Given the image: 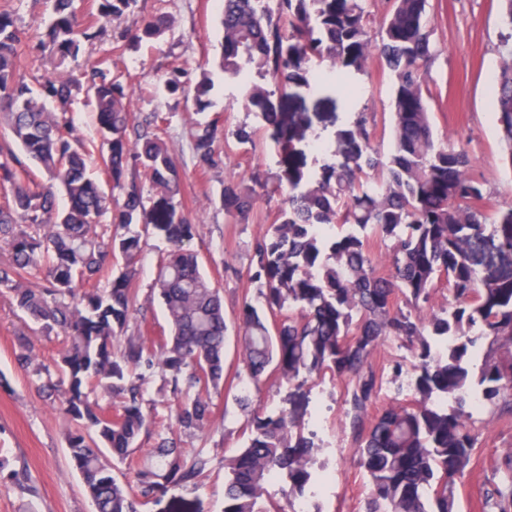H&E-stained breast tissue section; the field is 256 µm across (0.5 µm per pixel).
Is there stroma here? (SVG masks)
Segmentation results:
<instances>
[{
    "label": "stroma",
    "instance_id": "obj_1",
    "mask_svg": "<svg viewBox=\"0 0 512 512\" xmlns=\"http://www.w3.org/2000/svg\"><path fill=\"white\" fill-rule=\"evenodd\" d=\"M0 11L11 14L16 26L28 36L25 70L44 72L65 79L82 71L87 62L106 61L119 74L132 99L137 120L156 113L164 119V138L177 161L182 195L196 226L193 247L204 273L222 291L224 316L230 328L225 343L226 379L210 399L213 414L203 431L182 434L175 420L177 401L160 376L148 379L143 405L149 433L141 439L153 447L158 434L180 440L187 459L204 458L207 466L196 484L161 485L149 496L142 512H224V462L245 440L248 417L239 397H248L251 407L270 410L288 406L289 394L302 392L306 412L304 432H317L328 447L317 457L330 481L311 498L313 512H366L368 480L357 465L358 442L347 417L344 381L326 374L304 387H296L266 374L258 383H238L235 372L239 348L234 330L244 300L256 299L251 280L253 249L279 213L280 196H260L248 220L226 214L219 199L225 181L251 182L281 169V156L265 140L255 147H230L224 164L204 169L191 149L197 107L193 98L169 93L168 74L182 70L196 81L208 70L213 82L209 113L220 115L227 130L253 124L254 118L236 98L234 85L226 83L219 67L222 31L217 0H137L131 12L120 18L99 21L97 37L87 43L77 59L55 68L49 52L37 42L52 15L51 0H0ZM430 42L428 83L424 99L433 119L436 136L463 145L473 160L472 175L483 182L490 195L489 209L512 205V168L502 158V146L489 86L501 64L500 0H428ZM170 15L174 26L161 43L144 42L138 48L122 46L120 34L142 19ZM366 92L350 101L343 90L325 85L313 90L293 86L288 90L291 109L307 113L314 129L333 140L337 118L353 108L369 114V129L381 152L393 146L390 98L391 77L378 54H371L365 75L359 76ZM169 245L164 238L148 235L137 258L138 275L132 284L133 314L127 333L157 340L167 335L165 310L153 291L160 261ZM33 343L35 362L57 359L65 338L45 335L16 306L9 295H0V464L22 475V487L0 488V512H95L85 494L78 472L67 458L65 433L69 426L59 410L58 397L39 392L15 355L21 338ZM410 348L394 337L385 338L372 356V366L381 379V391L365 421H372L392 401L413 398L411 385L417 370ZM480 429L470 466L458 484L457 512H497L493 503L498 489L512 484V470L503 461L512 451V416H480Z\"/></svg>",
    "mask_w": 512,
    "mask_h": 512
}]
</instances>
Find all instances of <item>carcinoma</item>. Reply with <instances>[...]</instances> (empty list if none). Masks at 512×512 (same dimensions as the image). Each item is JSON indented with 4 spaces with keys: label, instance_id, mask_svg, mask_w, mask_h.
Returning a JSON list of instances; mask_svg holds the SVG:
<instances>
[{
    "label": "carcinoma",
    "instance_id": "obj_1",
    "mask_svg": "<svg viewBox=\"0 0 512 512\" xmlns=\"http://www.w3.org/2000/svg\"><path fill=\"white\" fill-rule=\"evenodd\" d=\"M136 2L97 0L98 16L120 17ZM500 2L509 33L492 97L512 168V0ZM426 4L393 0L374 35L365 0H223L224 80L242 86L256 125L229 132L210 118L192 132L203 168L222 163L221 142L253 146L261 130L286 155L309 125L305 113L288 111L289 86L346 84L365 72L374 50L393 76L389 155L374 147L367 113L354 111L336 129L335 146L318 151L313 171L290 163L261 183L280 193L279 218L254 248L251 280L261 302L245 300L237 318L239 383H256L269 368L300 385L327 372L346 382L368 512H456L457 484L478 439L472 396L483 413L512 415V206L488 221L486 191L470 175L468 152L434 138L423 97L431 58ZM173 24L164 14L145 19L125 45L161 42ZM92 28L74 0H53L41 45L63 66L94 38ZM23 69L21 31L0 12V120L23 153L9 150L0 160V183L9 187L0 242L11 253L0 266V293L12 295L42 331L65 336L55 370L31 367L28 344L17 361L32 368L39 388L62 394L73 424L68 457L96 512H139L157 480L190 483L206 467L201 458L187 463L176 441L161 436L136 469L140 496L116 475L148 432L143 385L154 373L178 399L180 429L201 431L210 421L209 392L224 383L223 297L191 248L195 227L164 137L146 130L130 138L131 101L120 77L100 62L80 80L28 77ZM79 83L95 104L97 144L74 136L69 107ZM95 152L105 182L89 174ZM33 165L55 182H36ZM59 189L65 209L57 205ZM256 197L254 188L230 180L221 203L245 220ZM149 231L170 245L155 289L171 333L159 345L130 337L119 349L135 260ZM370 232L392 241L385 273L368 249ZM104 273L105 288L84 287ZM441 283L454 303L424 312ZM397 297L405 308L394 307ZM385 336L414 348L415 399L387 404L367 426L364 415L379 393L369 359ZM96 391L122 396L123 405L111 412L91 398ZM299 427L293 410L250 412L247 442L225 463L224 512H270L264 495L278 479L290 497L325 480L315 469L321 446Z\"/></svg>",
    "mask_w": 512,
    "mask_h": 512
}]
</instances>
